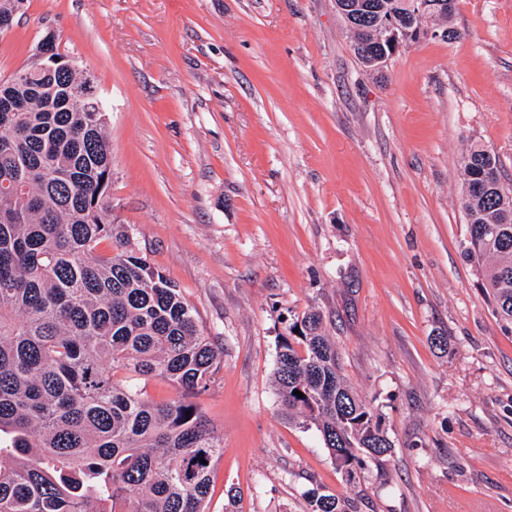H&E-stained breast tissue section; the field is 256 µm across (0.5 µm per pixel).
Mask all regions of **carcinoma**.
I'll use <instances>...</instances> for the list:
<instances>
[{
    "mask_svg": "<svg viewBox=\"0 0 512 512\" xmlns=\"http://www.w3.org/2000/svg\"><path fill=\"white\" fill-rule=\"evenodd\" d=\"M86 83L76 70L30 68L0 82V103L17 108L0 112V512H206L224 438L191 397L222 352L112 219L106 106L71 92ZM491 164L496 155L472 147L464 182ZM462 207L476 229L465 254L512 331V189L475 191ZM105 240L112 255L95 254ZM124 371L182 395L153 401L117 378ZM273 385L347 483L391 454L381 415L341 375L320 312L287 325ZM307 495L309 512H360L357 498Z\"/></svg>",
    "mask_w": 512,
    "mask_h": 512,
    "instance_id": "1",
    "label": "carcinoma"
}]
</instances>
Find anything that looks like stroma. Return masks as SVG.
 I'll return each instance as SVG.
<instances>
[{"label": "stroma", "instance_id": "obj_1", "mask_svg": "<svg viewBox=\"0 0 512 512\" xmlns=\"http://www.w3.org/2000/svg\"><path fill=\"white\" fill-rule=\"evenodd\" d=\"M448 25L379 72L334 0H27L0 33V78L49 34L93 76L112 214L224 351L194 398L224 438L208 512H309L313 488L512 512V333L461 204L471 146L512 187V0H458ZM311 309L394 444L354 485L272 386L285 318Z\"/></svg>", "mask_w": 512, "mask_h": 512}]
</instances>
